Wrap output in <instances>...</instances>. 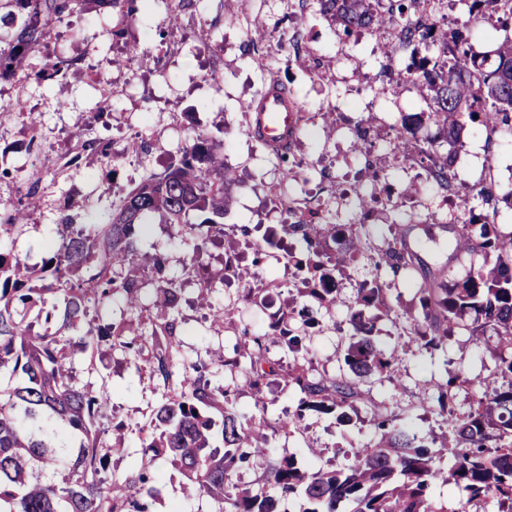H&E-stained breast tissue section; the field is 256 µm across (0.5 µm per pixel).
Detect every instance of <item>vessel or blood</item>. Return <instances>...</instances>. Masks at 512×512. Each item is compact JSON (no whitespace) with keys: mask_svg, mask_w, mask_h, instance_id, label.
<instances>
[{"mask_svg":"<svg viewBox=\"0 0 512 512\" xmlns=\"http://www.w3.org/2000/svg\"><path fill=\"white\" fill-rule=\"evenodd\" d=\"M248 110L250 134L269 148L277 150L293 140L297 129L296 118L301 110L294 96L281 92L272 83L249 104Z\"/></svg>","mask_w":512,"mask_h":512,"instance_id":"b4317fda","label":"vessel or blood"}]
</instances>
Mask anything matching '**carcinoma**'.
Masks as SVG:
<instances>
[{
	"instance_id": "cac0c4a2",
	"label": "carcinoma",
	"mask_w": 512,
	"mask_h": 512,
	"mask_svg": "<svg viewBox=\"0 0 512 512\" xmlns=\"http://www.w3.org/2000/svg\"><path fill=\"white\" fill-rule=\"evenodd\" d=\"M134 20L147 0H94ZM319 13L336 22L345 35L357 29L385 28L394 40L435 49L431 70H408V82L428 101V118L441 128L442 140L420 148V162L442 191L448 189V167L454 148L469 121L512 136V37H504L487 55L470 51L469 26L457 24L420 29L417 0H397V8L383 15L371 0H317ZM88 0H0V11L16 8L0 22L12 30L0 35V69L20 72L26 58L48 36L51 25L66 16L85 11ZM422 114L402 119L396 150L404 160L414 127ZM448 145L443 153L440 148ZM257 148L285 164L288 175L300 166L290 160L292 146L273 151L264 143ZM235 182L224 164V142L194 131L177 149L161 173L142 176L139 183L120 192L112 212L91 223H75L76 215L64 214L55 224L56 245L35 269L17 261L0 248V512H152L162 479L146 467L127 474L110 471L112 455L121 448H105L93 431L97 413L112 396L107 384L97 390L74 384L67 350L93 353L101 343L126 348L133 360L149 365L161 383V401L138 426L142 447L176 462L197 495L215 503L211 512H286L285 502L301 499L300 512H442L431 499L436 480L455 485L466 503L493 497L497 512H512V234H502L494 224H460L456 252L469 257V269L457 280L448 275L418 289V307L400 315L399 335L420 346L437 350L448 345V332L469 314L493 327L498 336L494 371L479 380L464 375L437 385L438 414L446 416L452 461L448 471L439 462L443 450H435L424 438L409 433L397 415L361 391L357 381L391 366V359L376 348L373 335L375 310L389 316L396 312L387 289L364 283L357 289L351 311L352 326L344 363L347 372L317 379L310 374L305 357L306 334L319 325L307 305L297 310L299 326L282 328L267 339L252 337L253 347L224 362L229 370H243L258 395L278 379L303 394L298 410L280 425L284 431L301 430L309 411L334 413L340 423L351 422L348 408L356 400L369 403L377 436L373 444L353 452L343 469H307L292 458L270 466L266 487L243 488L234 482L239 469L250 461L249 438L267 425L266 406L259 415L246 417L232 403L228 386H213L206 367L178 364L174 353L180 346L177 315L183 300L178 279L168 274L162 258L147 260L138 245V228L151 213L161 212L167 223L179 224L195 241L189 270L206 272L202 255L206 240L224 233L229 191ZM361 218L355 224H328L321 212L311 211L304 220L288 212L291 223L282 231L301 236L304 253L293 257L294 276L304 293L320 305L336 304V288H317L315 283L336 272V253L329 241L348 240L349 251L365 256L376 267L393 275L409 272L414 255L403 245L399 231H390L387 247L369 254L366 221L372 214L367 200L359 204ZM212 217L195 221L198 212ZM25 216L14 208L0 224V238L22 231ZM280 248L274 230L268 231L254 249V263L273 257ZM155 286L168 311L164 319L152 316L144 290ZM120 301L136 318L138 337L125 341L129 321L101 322L81 330L89 303ZM236 306L218 307L212 325L233 323ZM43 322L41 331L35 324ZM279 349V358L268 356L267 343ZM477 389L476 407L466 414L447 411L457 388ZM82 435L76 461L63 477V485L31 479L30 470L55 475L70 456V447L50 449L47 441L56 428Z\"/></svg>"
}]
</instances>
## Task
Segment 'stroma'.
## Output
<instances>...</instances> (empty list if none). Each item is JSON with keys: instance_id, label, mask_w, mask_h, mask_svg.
<instances>
[{"instance_id": "obj_1", "label": "stroma", "mask_w": 512, "mask_h": 512, "mask_svg": "<svg viewBox=\"0 0 512 512\" xmlns=\"http://www.w3.org/2000/svg\"><path fill=\"white\" fill-rule=\"evenodd\" d=\"M134 44L142 54L130 62L126 52ZM59 56L70 60L69 73L60 80H35V73ZM94 60L124 85L123 94L112 98L110 116L104 122L97 118L103 85L87 70ZM24 67L31 80L0 93V103L6 104L9 112L6 127L0 131V140L9 144L8 149H0V166L16 173L15 178L0 181V202L17 207L24 198L22 179L31 164L55 167L58 158L80 139L110 142L114 161L106 166L93 158L58 182L43 180L36 205L28 209L26 225L13 249L22 263L40 262L42 254L36 251V244L53 249V226L69 205L107 213L113 189L128 187L131 179L142 176V169L123 157L131 138L140 136L150 144V167L157 172L175 155L188 130L223 140L224 162L234 171L236 183L224 217L227 233L208 243L204 261L210 268L220 269L226 252L239 253L236 277L211 291L196 277L185 275L192 250L181 242L180 225L156 222L140 238L143 251L166 258L183 288L178 362L207 364L218 351L225 359L234 358L241 334L238 328H218L208 322L215 304L235 303L242 323L253 333L265 335L274 332V313H287L306 304L292 270L271 258L253 264L239 228L282 224L286 214L274 203L279 194L304 199L308 207L324 211L333 223L358 220L357 199H337L334 183L352 179L364 160L353 151L351 141L341 140L336 115L344 113L349 123H357L367 115L359 108L363 102L371 104L370 115L381 127L374 149L389 162L381 185L398 197L395 207L383 211L377 222L398 224L405 244L417 257L416 270L398 276L378 273L366 260L337 252L340 301L335 308L318 309L319 324L306 340L313 376L333 378L344 373L347 319L363 281L379 280L389 287L393 304L407 310L425 281L448 272L460 278L468 269L454 251L456 231L445 221L443 194L424 183L415 201L400 197L404 185L420 170L393 163L396 134L403 116L427 109L422 96L400 81L404 61L391 57L384 44L369 36L357 32L344 36L318 13L314 0H152L148 11L140 12L132 22L91 4L83 13L58 23ZM274 79L288 85L303 113L311 117L294 148L304 164L289 185L282 182L279 161L260 152L248 131L247 108ZM33 124L40 136L37 157L31 160L20 144ZM462 141L454 167L465 194L472 198L473 209H485L477 197L483 184L480 174L486 158H493V193L499 198L496 222L502 232H512V209L501 201L512 192V141L487 143L483 130L472 124L467 125ZM269 277L281 281V288L267 292L264 303H248L245 289ZM484 334V342L477 346L466 331L457 328L447 351L430 354L413 344L400 354L396 351L397 328L389 318H380L374 340L396 359L390 373L365 378L360 388L372 399L386 402L409 432L421 437L441 435L446 427L435 411L432 386L452 373L488 374L495 365L496 339L492 328H485ZM73 366L77 385L95 390L105 383L115 389L99 419L103 443L125 448L123 455L113 456V469L124 473L140 466L142 460H151L164 483L154 512H169L175 502L184 512H206L207 503L198 502L177 464L167 458L152 459L141 446L137 427L149 417L162 393L148 367H135L124 348L108 343L102 344L96 355L95 370H88L79 352L73 356ZM211 382L229 386L244 414L255 413L256 399H263L267 406L268 451L252 458L238 477L240 485L260 484L269 464L288 456L304 466L342 468L353 449L374 438L369 405L358 404L347 425L339 424L332 414H308L303 432L289 434L280 430L279 423L296 409L299 395L292 388L275 381L258 398L243 373L233 374L225 367L212 375Z\"/></svg>"}]
</instances>
